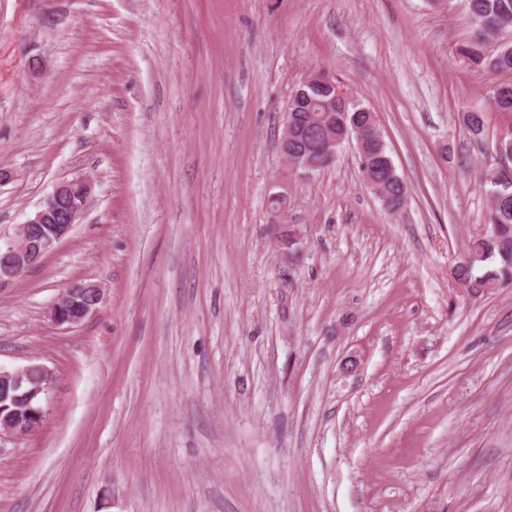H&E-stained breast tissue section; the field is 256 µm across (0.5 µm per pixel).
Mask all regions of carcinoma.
<instances>
[{"label": "carcinoma", "mask_w": 512, "mask_h": 512, "mask_svg": "<svg viewBox=\"0 0 512 512\" xmlns=\"http://www.w3.org/2000/svg\"><path fill=\"white\" fill-rule=\"evenodd\" d=\"M474 24V37L459 49V54L471 67L512 73V43L500 45L492 55L485 52L486 43L504 25H512V0H466ZM492 103L500 111L512 112V81L502 82L492 90ZM368 108L359 102L349 101L336 113L317 112L311 104L299 103L288 107V122L293 124L295 135L289 140V148L302 160L320 171L332 165L325 157L323 145L331 130L341 132L342 126L362 129L365 157L360 159L361 172L368 174L373 191L386 202L392 212L399 211L406 198L407 187L397 172L384 166L388 156L379 126H368ZM463 123L474 140L485 136L483 115L466 112ZM488 186L487 192L504 191L503 196L489 199L490 207L485 216L484 234L474 238L466 255L457 264L455 277L464 290L472 295H482L498 288L512 285V189L503 190L500 181L504 172L499 166H490L479 174Z\"/></svg>", "instance_id": "cac0c4a2"}]
</instances>
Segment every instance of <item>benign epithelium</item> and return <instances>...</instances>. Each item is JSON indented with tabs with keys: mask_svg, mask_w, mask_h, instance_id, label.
<instances>
[{
	"mask_svg": "<svg viewBox=\"0 0 512 512\" xmlns=\"http://www.w3.org/2000/svg\"><path fill=\"white\" fill-rule=\"evenodd\" d=\"M301 85L334 90L336 80L324 70L308 74ZM93 182L87 176H76L59 182L41 202L28 220L19 227L16 237L0 246V290L15 285L20 277L36 266L79 223L87 210ZM101 288L93 283L75 282L60 290L50 308L51 320L58 326L72 327L92 316L102 303ZM21 371L0 368V403L12 390V403L24 410L15 421L0 418V433L20 436L36 432L42 422L43 408L34 404L45 398L50 386L19 392Z\"/></svg>",
	"mask_w": 512,
	"mask_h": 512,
	"instance_id": "obj_1",
	"label": "benign epithelium"
}]
</instances>
